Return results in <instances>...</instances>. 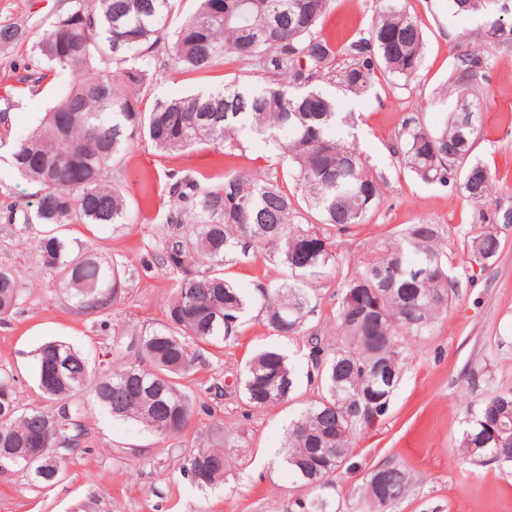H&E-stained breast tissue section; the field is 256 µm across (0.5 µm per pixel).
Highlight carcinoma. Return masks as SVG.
Wrapping results in <instances>:
<instances>
[{
    "instance_id": "obj_1",
    "label": "carcinoma",
    "mask_w": 512,
    "mask_h": 512,
    "mask_svg": "<svg viewBox=\"0 0 512 512\" xmlns=\"http://www.w3.org/2000/svg\"><path fill=\"white\" fill-rule=\"evenodd\" d=\"M180 0H72L49 32L31 44L24 80L42 83L73 73L67 95L38 127L11 150L19 176L38 186L33 214L25 220L49 226L39 241L42 264L73 306L95 312L114 304L121 265L88 244L63 234L71 224L112 225L130 221V210L113 176L142 140L164 151L222 146L249 135L272 144L288 160L289 180L221 175L183 176L169 184L174 204L167 224H190L170 242L158 264L176 276L166 321L133 340L125 362L92 376L86 359L69 344L47 342L36 351L43 395L68 404L94 382L96 401L112 416L133 420L166 440L186 428L194 405L181 381L193 375L203 345H218L239 332L244 314L258 309L282 336L305 333L314 313L315 286L339 273L332 232L363 224L383 196L382 181L366 159L336 137L349 123L335 101L313 86L339 78L355 95L380 75L408 80L420 66L425 39L421 21L385 0L367 35L337 48L320 33L330 0H197L196 11L170 32L169 16ZM455 16L480 14L486 37L504 35L499 0H448ZM346 63L336 70V56ZM233 57L261 72L255 83L156 99L140 108L141 90L165 62L183 73H203ZM485 61L471 51L457 55L445 94L450 109L429 128L417 119L401 124L393 154L419 180L452 186L473 204L489 205L490 168L468 158ZM467 237L470 263L481 268L501 251L499 224H512V208L478 212ZM318 224H313V221ZM264 253L288 269L291 280L247 294L226 276L225 263L249 251ZM448 271L441 234L434 224H412L379 252L367 254L345 275L336 308V343L308 334L309 357L320 376V393L288 425L284 463L314 495L296 501V512H329L327 490L346 464L355 435L374 427L389 409L411 343L433 325L458 295ZM22 288L0 268V320L14 312ZM246 403L256 409L286 402L296 388L279 350L256 354L236 379ZM61 422L39 407L19 405L13 379L0 376V436L14 434L12 457L0 455V472L38 476L58 468L55 448ZM41 449L35 453V449ZM458 455L474 465L512 466V389L491 390L463 430ZM37 454L34 461L27 455ZM224 448H199L183 472L199 486L224 477ZM413 477L396 464L377 487L368 479L363 501L382 505L408 494Z\"/></svg>"
}]
</instances>
